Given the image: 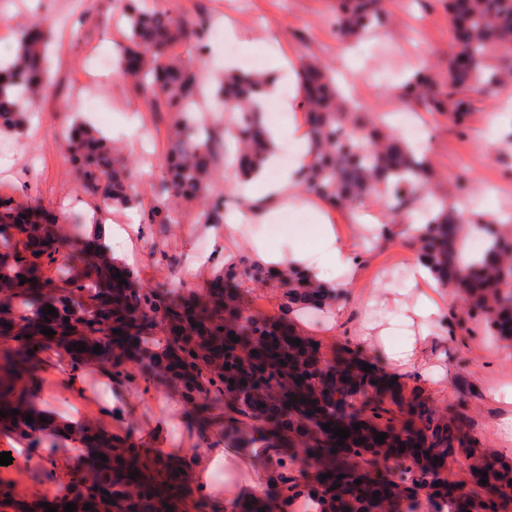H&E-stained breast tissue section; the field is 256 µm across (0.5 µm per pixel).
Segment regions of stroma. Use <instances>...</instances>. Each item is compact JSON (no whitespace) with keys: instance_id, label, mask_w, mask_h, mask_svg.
I'll return each instance as SVG.
<instances>
[{"instance_id":"35a3bbf8","label":"stroma","mask_w":512,"mask_h":512,"mask_svg":"<svg viewBox=\"0 0 512 512\" xmlns=\"http://www.w3.org/2000/svg\"><path fill=\"white\" fill-rule=\"evenodd\" d=\"M383 3L390 16L387 28L346 48L327 23L331 0H157L173 18L191 21L208 15L231 28L232 37L211 44L203 65L207 84H215L228 60L245 71L258 64L291 81L302 60H320L346 79L348 95L363 111L419 115L430 140L427 153L439 176L435 194L447 193L465 175L472 186L466 206L480 214L512 207V190L499 196L488 190L491 183L512 174V147L500 140L503 131L512 129V114L480 99L467 123L458 125L438 114L420 113L396 95L421 63H428L437 75L447 72L454 33L442 0ZM48 17L53 20L52 88L40 100L41 122L15 138L14 157L0 165V195L11 196L22 207L39 206L62 225L70 213L98 212L100 221L124 227L121 259L137 269L143 283L198 291L208 287L216 264L225 256L255 251L257 244L266 242L281 243L286 251L313 245V238L301 231L308 228L311 214L319 213L337 242L350 250V264L336 279L345 297L322 314L321 325L307 317L300 321V330L320 341L324 353L347 341L404 378L410 369L396 360L394 349L404 336L415 337L416 364L428 371L417 384L431 404L467 416L477 447L512 454V435L499 428L502 418L512 416V349L486 345L482 327L474 321L448 335L453 299L444 289L427 282L413 284L408 272L396 270V263L410 250V229L394 222L381 200L367 198L353 209L336 210L298 192L285 203L271 235L264 232L266 220L251 216L233 225L199 223L198 206L185 203L175 214V226L159 231L144 223L143 214L159 198L171 117L152 110L141 91L115 74L92 87L112 119L106 122L96 116L92 122L122 147L146 183L139 189L140 207L100 209L74 173L62 131L72 115L86 113L74 91L87 77L93 59L120 53L126 30L121 4L0 0L2 34L14 35L18 25ZM389 223L395 226V238H376L378 225ZM426 303L434 308L428 316L419 312ZM495 391L500 394L496 400L491 397ZM183 421L179 401L165 391L157 400L148 394L126 397L121 418L107 420L106 426L115 434L133 433L148 452L161 448L195 457L197 474L210 476L209 459Z\"/></svg>"}]
</instances>
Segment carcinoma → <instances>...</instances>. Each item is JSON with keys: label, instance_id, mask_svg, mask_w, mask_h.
I'll use <instances>...</instances> for the list:
<instances>
[{"label": "carcinoma", "instance_id": "1", "mask_svg": "<svg viewBox=\"0 0 512 512\" xmlns=\"http://www.w3.org/2000/svg\"><path fill=\"white\" fill-rule=\"evenodd\" d=\"M124 2L127 45L121 60L140 64L122 75L153 106L174 114L162 191L198 203L202 223L222 224L226 203L212 191L218 140L224 138V157L240 176L264 167L271 135L261 98L275 79L265 72L224 71L216 95L234 121L224 129L207 122L193 107L203 86L199 71L171 60L168 50L187 40L206 59L209 21L198 18L187 25L145 6V0ZM445 5L452 27L465 26L470 36L453 41L446 81L423 65L407 78L401 94L424 111L461 124L472 110L474 86L495 98L512 86V0H445ZM327 21L346 40L375 35L390 18L381 0H335ZM48 43L39 24L18 31L16 52L0 67V132L28 130L27 103L48 87ZM298 84L310 151L297 171V186L308 196L339 208L377 196L399 213L418 190L434 183L426 157L346 100L327 65L315 59L300 63ZM65 139L90 194L106 207L138 203V172L100 132L75 119ZM172 222L167 203L147 213L149 224ZM82 224L72 218L70 236L60 239L49 218L36 219L0 198V410L6 412L0 417L1 439L14 437L28 448L66 443L52 426L54 415L35 377L36 354L52 347L69 379L81 377L90 365H104L121 389L173 390L201 447L247 449L267 471L268 482L252 498L224 502L228 512H294L298 503L305 512H481L490 495L512 485V458L476 449L462 416L438 411L419 387L407 386L350 343L338 344L334 357L324 360L314 339L295 330L296 311L323 309L339 300L341 288L314 280L301 265L265 266L248 254L221 267L203 293L145 286L131 268L105 255L99 239L85 236ZM472 225L487 241L479 254L466 248ZM410 245L465 313L483 320L488 343L511 347L512 225L484 224L456 200L438 196L425 222L412 231ZM243 278L280 286L277 314L253 309L239 288ZM48 304L57 315L47 323ZM46 328L55 334H42ZM231 333L238 341H231ZM97 344L99 353L93 352ZM366 364L373 369L364 371ZM328 422L350 431L344 445L323 429ZM73 424L71 444L84 449L85 463L61 471L52 463L32 469L37 483L55 479L57 487L68 489L47 499L57 512H65L68 503L77 512H166L168 505L183 512L188 503L193 512H214L211 498L192 487L194 458L145 457L135 451L137 440L112 434L99 416ZM382 432L387 437L379 444L375 436ZM100 453L108 460L98 458ZM458 453L479 460L478 470L487 472L488 483H480V475L472 480L476 492L443 475L448 459ZM135 471L138 477L130 478ZM133 482L141 486L137 495L128 490ZM87 503L92 508L86 511ZM0 512L45 508L19 491L0 489Z\"/></svg>", "mask_w": 512, "mask_h": 512}]
</instances>
